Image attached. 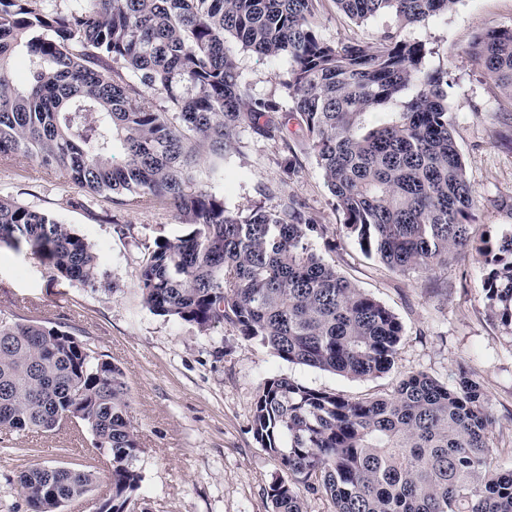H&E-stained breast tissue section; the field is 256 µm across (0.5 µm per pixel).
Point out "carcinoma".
Segmentation results:
<instances>
[{
  "mask_svg": "<svg viewBox=\"0 0 512 512\" xmlns=\"http://www.w3.org/2000/svg\"><path fill=\"white\" fill-rule=\"evenodd\" d=\"M321 0H0V158L22 155L95 199L135 194L168 205L191 230L157 243L138 287L154 314L207 331L226 321L293 364L376 379L397 359L403 326L385 305L302 245L293 198L246 217L205 189L246 127L276 137L296 122L364 253L390 270L429 271L470 239L478 200L448 112V73L425 70L432 47L395 33L330 43ZM362 23L385 11L402 26L456 0H333ZM232 36L288 58L285 110L240 80ZM27 55L15 84L11 58ZM469 58L512 97V26L480 31ZM380 113L375 126L365 116ZM124 156L114 162L115 152ZM0 244L40 256L53 278L97 287L98 256L67 224L0 196ZM479 251L490 311L512 327V236ZM68 420L112 459L100 512H129L143 475L121 368L46 321L0 320V430L50 432ZM481 385L461 370L428 374L386 396L352 400L283 377L265 381L251 430L280 466L271 512H512V469L495 460ZM96 476L36 464L18 485L30 512H61Z\"/></svg>",
  "mask_w": 512,
  "mask_h": 512,
  "instance_id": "carcinoma-1",
  "label": "carcinoma"
}]
</instances>
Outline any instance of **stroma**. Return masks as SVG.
<instances>
[{
	"instance_id": "obj_1",
	"label": "stroma",
	"mask_w": 512,
	"mask_h": 512,
	"mask_svg": "<svg viewBox=\"0 0 512 512\" xmlns=\"http://www.w3.org/2000/svg\"><path fill=\"white\" fill-rule=\"evenodd\" d=\"M322 37L373 42L385 31L421 40L433 52L429 70L448 74V107L467 177L480 207L474 235L512 234V99L472 66L466 50L485 28L512 25V0H457L446 13L399 28L386 13L357 23L334 0H322ZM240 77L254 97L285 102L284 58L240 48ZM223 195L226 209L249 214L255 206L279 210L296 199L306 218L324 225L302 241L310 252L374 297L403 326L393 369L375 380H357L289 363L231 323L207 331L155 315L138 288L140 262L162 239L188 233L164 206L121 195L87 201L84 193L45 178L21 155L0 160V195L52 214L84 236L100 263L96 289L53 279L28 250L0 248V320L49 321L74 331L124 371L131 417L143 453L138 491L142 512H271L264 489L279 465L251 431L254 403L272 377L357 399L391 392L406 375L423 372L454 382L459 370L478 381L494 419V451L512 468V330L494 316L483 288L484 257L475 249L433 271L390 270L362 253L296 124L268 138L242 129L236 151L224 159V176L205 181ZM36 462L83 466L98 480L63 512H96L110 494L109 458L91 435L70 425L52 433L0 431V512H28L16 484L18 472Z\"/></svg>"
}]
</instances>
